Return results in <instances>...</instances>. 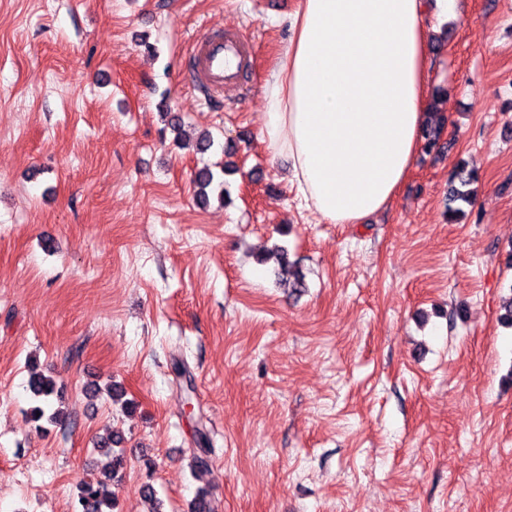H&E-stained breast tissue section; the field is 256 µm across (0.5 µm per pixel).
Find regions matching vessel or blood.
<instances>
[{"label": "vessel or blood", "instance_id": "obj_1", "mask_svg": "<svg viewBox=\"0 0 512 512\" xmlns=\"http://www.w3.org/2000/svg\"><path fill=\"white\" fill-rule=\"evenodd\" d=\"M243 43V37L237 33H207L199 40L192 54L188 70L189 83L205 86L213 93L237 85L245 59Z\"/></svg>", "mask_w": 512, "mask_h": 512}]
</instances>
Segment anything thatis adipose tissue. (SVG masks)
<instances>
[{
  "instance_id": "1",
  "label": "adipose tissue",
  "mask_w": 512,
  "mask_h": 512,
  "mask_svg": "<svg viewBox=\"0 0 512 512\" xmlns=\"http://www.w3.org/2000/svg\"><path fill=\"white\" fill-rule=\"evenodd\" d=\"M449 0H300L264 88L262 141L300 207L331 224L382 210L428 120L424 43Z\"/></svg>"
}]
</instances>
